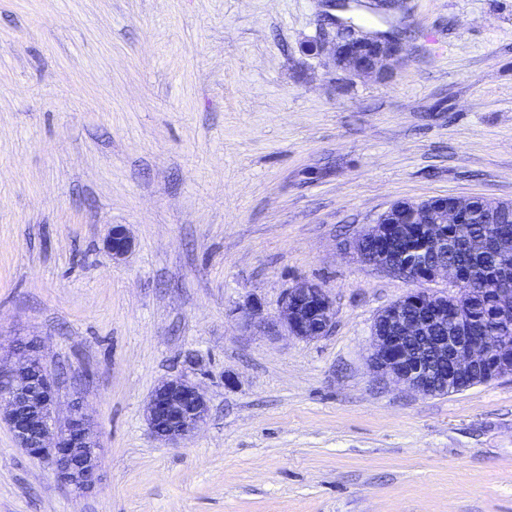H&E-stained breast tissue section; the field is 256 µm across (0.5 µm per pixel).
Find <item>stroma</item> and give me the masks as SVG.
Here are the masks:
<instances>
[{
	"label": "stroma",
	"mask_w": 512,
	"mask_h": 512,
	"mask_svg": "<svg viewBox=\"0 0 512 512\" xmlns=\"http://www.w3.org/2000/svg\"><path fill=\"white\" fill-rule=\"evenodd\" d=\"M332 16L401 38L390 81L302 52ZM439 196L512 202V0H0V355L40 340L101 446L78 494L0 424V512H512V376L369 365L385 307L454 288L348 243ZM301 281L327 335L248 321ZM177 375L211 412L172 447L144 407ZM104 247L113 259H121L132 250L133 239L126 227L112 225L104 239Z\"/></svg>",
	"instance_id": "stroma-1"
}]
</instances>
